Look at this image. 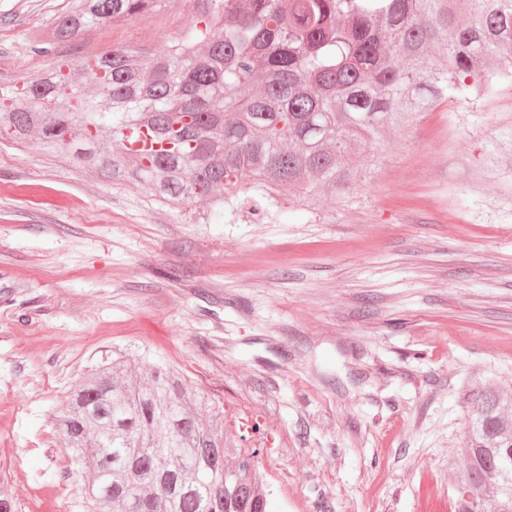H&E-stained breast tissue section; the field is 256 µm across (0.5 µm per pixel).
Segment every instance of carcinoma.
Segmentation results:
<instances>
[{"label":"carcinoma","mask_w":512,"mask_h":512,"mask_svg":"<svg viewBox=\"0 0 512 512\" xmlns=\"http://www.w3.org/2000/svg\"><path fill=\"white\" fill-rule=\"evenodd\" d=\"M154 0H81L68 42ZM208 14L153 53L114 46L0 86V142L42 150L159 204L222 209L298 193L342 199L345 154L448 101L512 81V0H206ZM499 391L468 398L458 512H512V424ZM159 364L117 360L76 381L56 412L88 473L87 512H266L252 454L224 467V426Z\"/></svg>","instance_id":"1"}]
</instances>
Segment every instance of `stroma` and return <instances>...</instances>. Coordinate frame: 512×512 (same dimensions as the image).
<instances>
[{
  "label": "stroma",
  "mask_w": 512,
  "mask_h": 512,
  "mask_svg": "<svg viewBox=\"0 0 512 512\" xmlns=\"http://www.w3.org/2000/svg\"><path fill=\"white\" fill-rule=\"evenodd\" d=\"M77 0H0V86L115 45L155 51L197 0L49 42ZM347 198L159 205L37 144H0V482L22 512H83L53 425L129 356L204 396L257 449L266 512H457L467 397L512 394V83L352 155Z\"/></svg>",
  "instance_id": "stroma-1"
}]
</instances>
